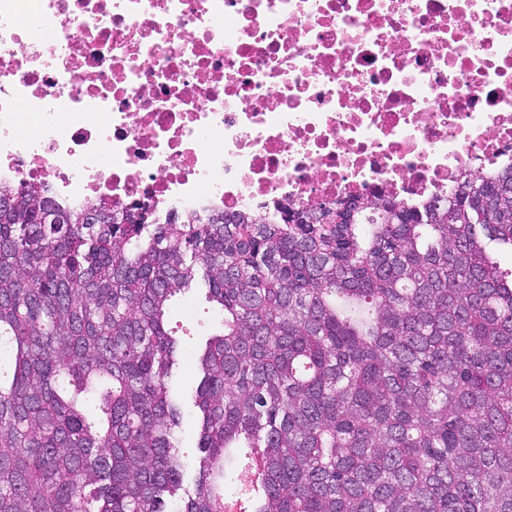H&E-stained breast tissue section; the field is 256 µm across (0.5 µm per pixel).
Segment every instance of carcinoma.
<instances>
[{"label":"carcinoma","instance_id":"1","mask_svg":"<svg viewBox=\"0 0 512 512\" xmlns=\"http://www.w3.org/2000/svg\"><path fill=\"white\" fill-rule=\"evenodd\" d=\"M314 211L86 224L0 184V512H224L248 462L250 512H512V279L487 251L512 247V166ZM199 283L217 313L182 396L167 310Z\"/></svg>","mask_w":512,"mask_h":512}]
</instances>
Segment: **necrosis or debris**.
<instances>
[{
  "label": "necrosis or debris",
  "instance_id": "obj_1",
  "mask_svg": "<svg viewBox=\"0 0 512 512\" xmlns=\"http://www.w3.org/2000/svg\"><path fill=\"white\" fill-rule=\"evenodd\" d=\"M512 165V0H0V182L277 220Z\"/></svg>",
  "mask_w": 512,
  "mask_h": 512
}]
</instances>
